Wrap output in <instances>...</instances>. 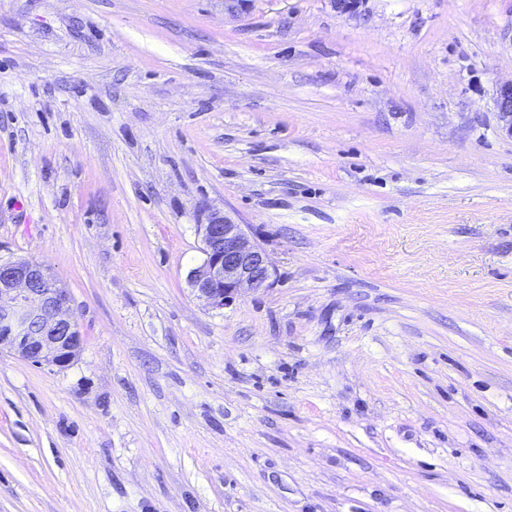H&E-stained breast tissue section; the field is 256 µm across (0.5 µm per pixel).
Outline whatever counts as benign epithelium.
Returning <instances> with one entry per match:
<instances>
[{
    "instance_id": "1",
    "label": "benign epithelium",
    "mask_w": 512,
    "mask_h": 512,
    "mask_svg": "<svg viewBox=\"0 0 512 512\" xmlns=\"http://www.w3.org/2000/svg\"><path fill=\"white\" fill-rule=\"evenodd\" d=\"M501 130L512 137V82L495 99ZM196 225L203 262L188 273V284L212 308L234 304L245 286L260 287L274 276L269 254L229 215L205 208ZM82 336L66 289L42 264L19 258L0 261V351L32 365L65 368L79 355Z\"/></svg>"
}]
</instances>
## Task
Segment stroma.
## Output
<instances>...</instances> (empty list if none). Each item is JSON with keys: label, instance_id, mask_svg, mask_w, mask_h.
Returning a JSON list of instances; mask_svg holds the SVG:
<instances>
[{"label": "stroma", "instance_id": "35a3bbf8", "mask_svg": "<svg viewBox=\"0 0 512 512\" xmlns=\"http://www.w3.org/2000/svg\"><path fill=\"white\" fill-rule=\"evenodd\" d=\"M512 0H0V512H512ZM270 255L205 305L202 207ZM495 106L502 132L512 138V82L499 87ZM81 348L71 299L48 269L30 259L0 261V351L65 368Z\"/></svg>", "mask_w": 512, "mask_h": 512}]
</instances>
